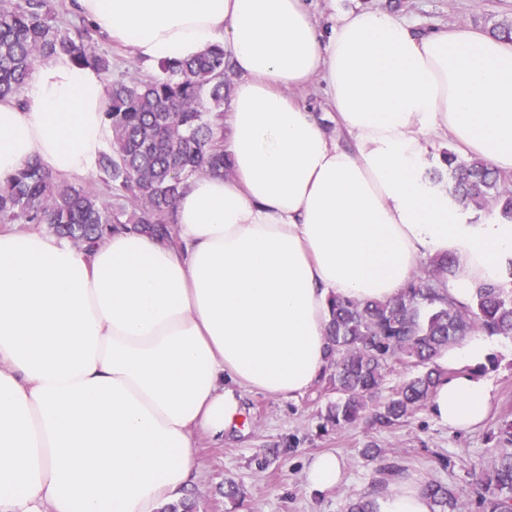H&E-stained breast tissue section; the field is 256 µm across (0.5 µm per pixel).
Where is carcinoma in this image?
<instances>
[{"label": "carcinoma", "mask_w": 512, "mask_h": 512, "mask_svg": "<svg viewBox=\"0 0 512 512\" xmlns=\"http://www.w3.org/2000/svg\"><path fill=\"white\" fill-rule=\"evenodd\" d=\"M94 26L58 19L49 0H0V98L17 96L39 61L67 54L78 66L112 69V58L93 45ZM162 76L129 78L107 87L105 117L112 128L98 172L110 198L91 182L60 177L37 162L25 164L0 185V223L45 225L49 232L92 252L103 238L126 230L171 240L181 184L189 177L231 172L224 155V89L230 63L215 45L193 59L159 65ZM450 193L476 208L497 212L512 224V180L482 160L441 154ZM455 259L434 257L418 269L395 298L345 299L329 303L325 336L329 359L321 379L336 400L326 425L341 429L369 416L391 428L424 408L446 373L438 359L467 336H512V266L509 280L482 282L466 304L448 296L445 285ZM413 374L384 401L374 397L395 366ZM503 447L479 465L481 504L488 512H512V419L498 430ZM440 512H464L449 488H423Z\"/></svg>", "instance_id": "obj_1"}]
</instances>
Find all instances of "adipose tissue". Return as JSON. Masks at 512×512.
<instances>
[{"label": "adipose tissue", "mask_w": 512, "mask_h": 512, "mask_svg": "<svg viewBox=\"0 0 512 512\" xmlns=\"http://www.w3.org/2000/svg\"><path fill=\"white\" fill-rule=\"evenodd\" d=\"M148 65L222 45L237 75L224 114L233 175L189 177L177 245L115 232L86 255L0 230V512H159L198 464L193 435L237 428L243 391L305 392L326 362L333 296L388 301L424 256L456 258L448 294L506 275L512 224H464L425 176V144L512 175V45L390 13L319 25L306 0H76ZM321 77L330 135L294 92ZM106 81L66 55L0 98V184L30 160L97 168L112 129ZM499 337H466L427 407L451 430L486 417L476 375ZM377 512H432L419 482Z\"/></svg>", "instance_id": "adipose-tissue-1"}]
</instances>
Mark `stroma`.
Returning a JSON list of instances; mask_svg holds the SVG:
<instances>
[{"label":"stroma","instance_id":"35a3bbf8","mask_svg":"<svg viewBox=\"0 0 512 512\" xmlns=\"http://www.w3.org/2000/svg\"><path fill=\"white\" fill-rule=\"evenodd\" d=\"M318 20L341 10L381 9L406 19L418 29L466 26L483 33L512 20V0H310ZM495 363L481 376L491 389V409L476 428L456 431L437 424L428 410L388 430L367 420L323 431L326 407L334 396L314 383L294 398L257 392L243 395L244 418L238 430L217 441L195 436L199 472L186 494L197 512H346L350 501L374 499L386 488L385 467L394 465L420 483L437 482L453 489L468 512H485L477 493V469L497 447L500 422L512 418V344L494 351ZM380 449L371 459L366 447ZM321 452L335 453L345 464L336 487L315 492L305 483V469ZM239 489L224 495L226 483Z\"/></svg>","mask_w":512,"mask_h":512}]
</instances>
